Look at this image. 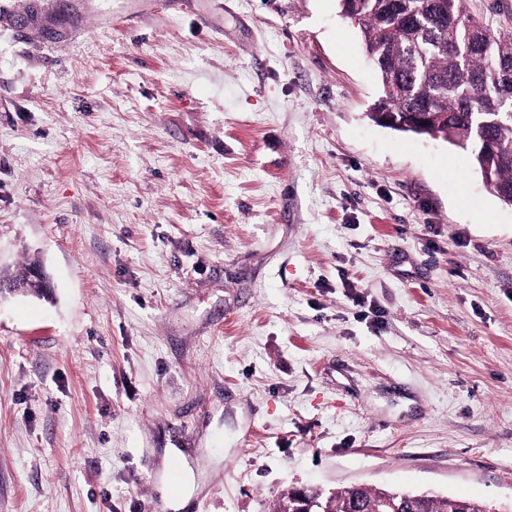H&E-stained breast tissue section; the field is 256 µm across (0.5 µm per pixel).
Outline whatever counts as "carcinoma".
<instances>
[{
    "label": "carcinoma",
    "mask_w": 512,
    "mask_h": 512,
    "mask_svg": "<svg viewBox=\"0 0 512 512\" xmlns=\"http://www.w3.org/2000/svg\"><path fill=\"white\" fill-rule=\"evenodd\" d=\"M358 21L381 83L368 113L398 132L466 152L491 192L512 205V34L472 15L467 0H338ZM318 502L335 512H491L493 504L346 487Z\"/></svg>",
    "instance_id": "obj_1"
}]
</instances>
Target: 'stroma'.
I'll use <instances>...</instances> for the list:
<instances>
[{
    "label": "stroma",
    "instance_id": "stroma-1",
    "mask_svg": "<svg viewBox=\"0 0 512 512\" xmlns=\"http://www.w3.org/2000/svg\"><path fill=\"white\" fill-rule=\"evenodd\" d=\"M9 2L0 512H168L174 448L184 512L512 502V205L368 119L338 0ZM181 471L182 485L181 489L177 493L172 492L168 485H165L162 489L168 507L175 510V512H178V510H182L187 506L195 490L194 475L187 463L182 465ZM317 501L334 512H489L493 504L354 485Z\"/></svg>",
    "mask_w": 512,
    "mask_h": 512
}]
</instances>
